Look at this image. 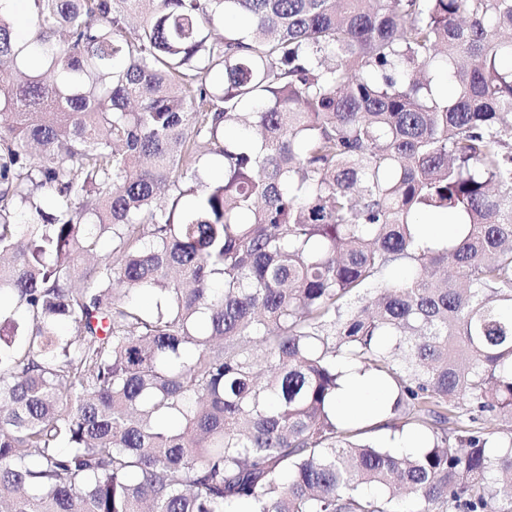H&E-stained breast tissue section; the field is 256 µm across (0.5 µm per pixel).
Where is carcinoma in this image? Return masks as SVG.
I'll return each instance as SVG.
<instances>
[{"instance_id":"cac0c4a2","label":"carcinoma","mask_w":512,"mask_h":512,"mask_svg":"<svg viewBox=\"0 0 512 512\" xmlns=\"http://www.w3.org/2000/svg\"><path fill=\"white\" fill-rule=\"evenodd\" d=\"M26 2L0 512H512V0ZM387 399L388 393L385 389L376 384L367 374L353 368H346L341 380V388L336 394V414L346 417L358 406L366 407L374 414Z\"/></svg>"}]
</instances>
